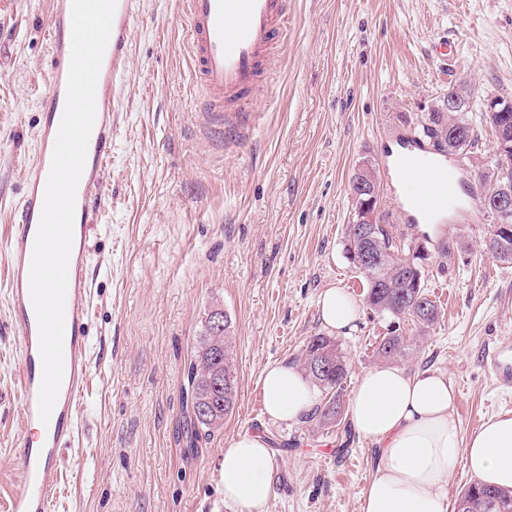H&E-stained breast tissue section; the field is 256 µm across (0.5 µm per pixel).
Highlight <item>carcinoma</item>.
<instances>
[{
    "instance_id": "1",
    "label": "carcinoma",
    "mask_w": 512,
    "mask_h": 512,
    "mask_svg": "<svg viewBox=\"0 0 512 512\" xmlns=\"http://www.w3.org/2000/svg\"><path fill=\"white\" fill-rule=\"evenodd\" d=\"M502 113L482 112L481 120L495 131L496 138L512 142V101L498 99ZM470 109L469 97L459 100L454 112L432 109L424 113L420 132L435 150L443 155L465 156L478 142L474 125L466 118ZM459 130L458 135H448V126ZM512 186V153L497 157V173L486 175L481 181L478 202L494 219L481 249L497 259L512 262V236H504L499 223L511 224V217H500L486 204L491 184ZM356 223L346 225L344 245L348 258L365 279L366 303L379 314L397 320H409L426 334L440 319L436 302L429 298L423 287L425 258L416 254L417 248L396 237L394 226L389 224V214L378 212L372 224L370 239L362 240ZM372 253L371 263L357 264L364 249ZM234 329L230 316L221 306L212 307L206 314L202 330L197 336L191 356L186 383L191 385V414L183 429V447L193 453L203 436H210L224 427V418L233 411L237 395V369L233 353ZM413 340L392 331L382 337L377 347V357L397 361L408 356ZM327 371L318 372L319 364ZM301 369L312 383L321 390L323 399L311 419L323 424L340 422L347 388L348 362L338 342L323 334L309 338L302 350ZM454 509L463 512H512V491L474 481L465 488L454 502Z\"/></svg>"
}]
</instances>
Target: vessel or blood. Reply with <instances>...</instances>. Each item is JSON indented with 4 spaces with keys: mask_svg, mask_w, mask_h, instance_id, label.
I'll list each match as a JSON object with an SVG mask.
<instances>
[{
    "mask_svg": "<svg viewBox=\"0 0 512 512\" xmlns=\"http://www.w3.org/2000/svg\"><path fill=\"white\" fill-rule=\"evenodd\" d=\"M138 0H117L111 34L96 85V116L75 205L73 246L68 263L63 343L64 376L48 425L38 416L42 375L39 334L29 288L34 238L42 210L58 127L65 107L71 58V0H51L49 112L40 126L35 153L24 170V193L6 241V286L12 326L19 338L20 418L26 429L44 428L41 441L19 443V488L0 512H54L61 482L58 454L74 439L80 400L89 373L84 334L90 317L93 262L90 231L101 206L106 158L120 112L117 81L129 62L130 32ZM191 49L194 76L203 95L200 109L215 130L244 134L253 124L250 104L260 96L280 49L288 19V0H184L181 16ZM395 167L415 173L402 212L412 222L446 213L459 192L454 173L424 161L413 150L401 151Z\"/></svg>",
    "mask_w": 512,
    "mask_h": 512,
    "instance_id": "1",
    "label": "vessel or blood"
}]
</instances>
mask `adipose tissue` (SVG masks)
Here are the masks:
<instances>
[{
    "label": "adipose tissue",
    "instance_id": "adipose-tissue-1",
    "mask_svg": "<svg viewBox=\"0 0 512 512\" xmlns=\"http://www.w3.org/2000/svg\"><path fill=\"white\" fill-rule=\"evenodd\" d=\"M319 306L327 331L345 335L355 329L360 309L343 289H324ZM261 391L267 415L282 422L303 420L318 400L316 388L285 361L264 370ZM455 403L451 380L431 369L411 373L383 364L360 374L348 416L357 435L377 447L361 512H449L448 479L460 463L476 480L512 488V412L493 416L465 438ZM221 466L225 503L238 512H262L272 492L265 440L238 437Z\"/></svg>",
    "mask_w": 512,
    "mask_h": 512
}]
</instances>
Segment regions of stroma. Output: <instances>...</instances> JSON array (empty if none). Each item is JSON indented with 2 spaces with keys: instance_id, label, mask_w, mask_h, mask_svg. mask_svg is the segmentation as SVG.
I'll return each instance as SVG.
<instances>
[{
  "instance_id": "stroma-1",
  "label": "stroma",
  "mask_w": 512,
  "mask_h": 512,
  "mask_svg": "<svg viewBox=\"0 0 512 512\" xmlns=\"http://www.w3.org/2000/svg\"><path fill=\"white\" fill-rule=\"evenodd\" d=\"M140 2L92 235L90 376L78 443L60 452L55 512H236L224 502L221 460L246 433L261 435L272 458L263 512H360L374 445L345 419L331 428L273 420L255 393L267 365L298 362L323 333L324 288L362 306L356 331L338 339L348 382L379 365L390 329L416 333L364 307L363 277L344 250L351 178L369 159L381 210L429 251L424 286L444 309L400 367L451 379L463 433L473 418L512 412V386L483 363L488 351L512 352V263L480 249L491 217L475 203L426 237L400 223L392 195L393 151L453 85H466L478 133L462 161L463 195L475 169L492 170L495 138L479 116L489 99L512 100V0H288L281 59L252 103L254 130L233 141L196 110L178 0ZM49 10L50 0H0V240L46 110ZM448 38L458 48L451 64L432 52ZM441 242L450 257L438 255ZM5 278L0 259V496L19 487L25 432ZM217 303L235 327L238 396L223 430L188 454L178 441L185 372Z\"/></svg>"
}]
</instances>
